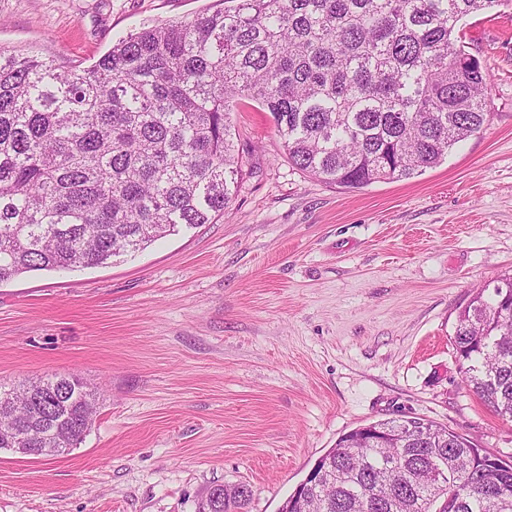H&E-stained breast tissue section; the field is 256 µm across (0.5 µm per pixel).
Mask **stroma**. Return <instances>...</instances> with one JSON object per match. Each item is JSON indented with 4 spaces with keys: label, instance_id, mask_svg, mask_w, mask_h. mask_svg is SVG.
<instances>
[{
    "label": "stroma",
    "instance_id": "obj_1",
    "mask_svg": "<svg viewBox=\"0 0 512 512\" xmlns=\"http://www.w3.org/2000/svg\"><path fill=\"white\" fill-rule=\"evenodd\" d=\"M215 0H0V48L85 67ZM512 4L468 18L492 76L483 128L422 175L345 191L288 162L269 113L230 112L243 177L213 223L146 250L0 285V384L82 378L69 455L0 449V512H196L244 485L279 512L340 436L417 416L512 456V422L452 346L473 291L512 273Z\"/></svg>",
    "mask_w": 512,
    "mask_h": 512
}]
</instances>
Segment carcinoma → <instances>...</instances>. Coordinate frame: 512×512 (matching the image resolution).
Wrapping results in <instances>:
<instances>
[{
  "instance_id": "1",
  "label": "carcinoma",
  "mask_w": 512,
  "mask_h": 512,
  "mask_svg": "<svg viewBox=\"0 0 512 512\" xmlns=\"http://www.w3.org/2000/svg\"><path fill=\"white\" fill-rule=\"evenodd\" d=\"M501 0H224L144 27L91 66L0 50V283L90 268L146 249L181 224H211L241 168L232 104L271 115L289 162L345 189L439 165L488 118L490 76L460 22ZM475 292L452 345L463 382L512 422V277ZM96 416L76 376L0 385V448L77 447ZM427 420L373 423L319 458L324 477L291 512H512V461ZM251 496L234 487L222 507Z\"/></svg>"
}]
</instances>
